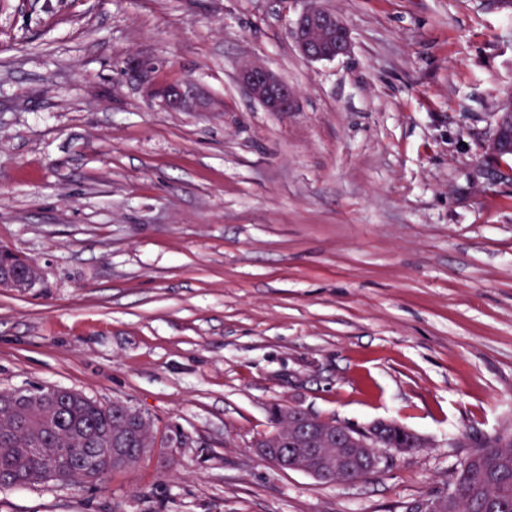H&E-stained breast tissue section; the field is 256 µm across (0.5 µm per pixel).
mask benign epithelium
Here are the masks:
<instances>
[{"label": "benign epithelium", "mask_w": 512, "mask_h": 512, "mask_svg": "<svg viewBox=\"0 0 512 512\" xmlns=\"http://www.w3.org/2000/svg\"><path fill=\"white\" fill-rule=\"evenodd\" d=\"M290 36L301 56L308 61L331 60L348 53L351 49L350 33L343 21L330 9L312 3L293 21ZM238 80L248 94L269 112H292L297 95L292 87L281 80L267 67L258 63H245L238 71ZM150 94L161 105L170 109H192L204 106L191 84L168 89L150 85ZM490 153L512 154V134L504 136L494 133ZM17 253L0 250V288H12L15 275L11 266ZM289 426H296L305 433L302 443L291 453L278 444L274 448L257 449V453L279 470L304 471L320 483L331 473L347 472L359 464H369L375 471L385 460L387 449L379 447L378 433L352 431L339 423L324 424L323 418L310 411L296 407L288 415ZM342 441L352 449L338 448L333 456L327 455L324 446Z\"/></svg>", "instance_id": "1"}]
</instances>
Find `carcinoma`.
I'll return each mask as SVG.
<instances>
[{
  "instance_id": "1",
  "label": "carcinoma",
  "mask_w": 512,
  "mask_h": 512,
  "mask_svg": "<svg viewBox=\"0 0 512 512\" xmlns=\"http://www.w3.org/2000/svg\"><path fill=\"white\" fill-rule=\"evenodd\" d=\"M127 404L103 406L51 386L0 390V482L20 487L55 480L94 483L135 465L154 447L150 425L133 429ZM383 448H419L421 438L392 422ZM440 512H512V435L485 438L461 460L448 493L430 497Z\"/></svg>"
}]
</instances>
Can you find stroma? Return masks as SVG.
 <instances>
[{
    "label": "stroma",
    "instance_id": "stroma-1",
    "mask_svg": "<svg viewBox=\"0 0 512 512\" xmlns=\"http://www.w3.org/2000/svg\"><path fill=\"white\" fill-rule=\"evenodd\" d=\"M309 0H0V389L135 406L155 440L91 485L0 512H405L512 433V0H321L347 55L303 59ZM293 87L270 112L237 80ZM194 84L174 112L138 77ZM422 446L354 481L281 471L275 405ZM238 80L248 94L267 111H294L296 92L267 67L258 63H245L238 71Z\"/></svg>",
    "mask_w": 512,
    "mask_h": 512
}]
</instances>
